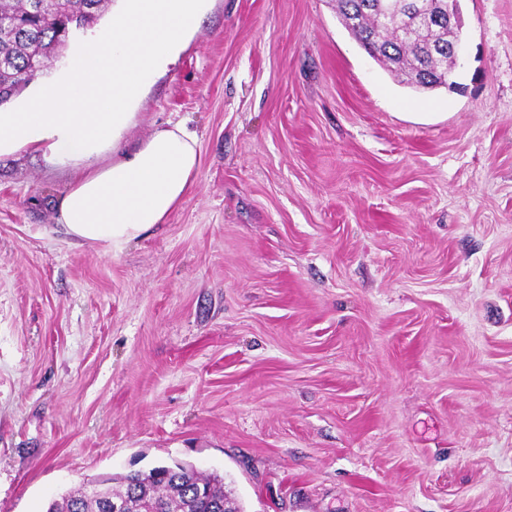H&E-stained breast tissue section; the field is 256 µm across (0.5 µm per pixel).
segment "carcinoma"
I'll return each instance as SVG.
<instances>
[{"label":"carcinoma","mask_w":512,"mask_h":512,"mask_svg":"<svg viewBox=\"0 0 512 512\" xmlns=\"http://www.w3.org/2000/svg\"><path fill=\"white\" fill-rule=\"evenodd\" d=\"M111 0H0V107L40 76L33 57L53 65L75 33L76 18L102 19ZM336 11L360 46L415 91L460 88L448 45L460 24H448V0H336ZM112 497L126 512H243L224 493L223 478L180 465L155 466L112 478ZM47 512H105L80 487L52 501Z\"/></svg>","instance_id":"obj_1"}]
</instances>
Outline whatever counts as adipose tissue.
Returning <instances> with one entry per match:
<instances>
[{
  "instance_id": "adipose-tissue-1",
  "label": "adipose tissue",
  "mask_w": 512,
  "mask_h": 512,
  "mask_svg": "<svg viewBox=\"0 0 512 512\" xmlns=\"http://www.w3.org/2000/svg\"><path fill=\"white\" fill-rule=\"evenodd\" d=\"M203 3L128 0L77 48L64 77L25 109L0 112V150L30 145L84 163L57 199V225L70 239L122 247L165 223L184 200L200 167L199 138L186 121L167 122L118 161L97 160L116 146L142 88L175 61Z\"/></svg>"
}]
</instances>
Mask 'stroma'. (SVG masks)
Masks as SVG:
<instances>
[{
    "label": "stroma",
    "mask_w": 512,
    "mask_h": 512,
    "mask_svg": "<svg viewBox=\"0 0 512 512\" xmlns=\"http://www.w3.org/2000/svg\"><path fill=\"white\" fill-rule=\"evenodd\" d=\"M461 92L415 91L336 0H207L120 159L201 163L115 249L80 169L0 154V512L188 463L244 512H512V0H459Z\"/></svg>",
    "instance_id": "obj_1"
}]
</instances>
